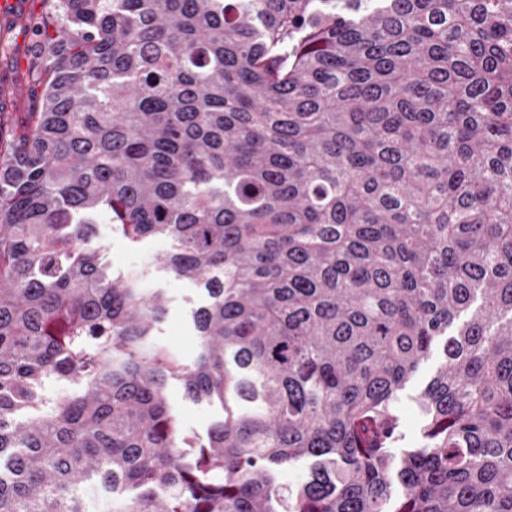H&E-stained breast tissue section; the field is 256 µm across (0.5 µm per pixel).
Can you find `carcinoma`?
<instances>
[{
    "label": "carcinoma",
    "instance_id": "obj_1",
    "mask_svg": "<svg viewBox=\"0 0 512 512\" xmlns=\"http://www.w3.org/2000/svg\"><path fill=\"white\" fill-rule=\"evenodd\" d=\"M57 14L0 133V512H83L88 482L112 512H512V0ZM104 220L206 291L193 362ZM172 379L220 406L206 442ZM442 362L439 354H434L429 360L422 363L412 385L406 390L405 395L399 400L397 407L402 417L403 436L402 445L412 444L417 440L420 427V414L416 405L409 399V395H414L423 387L437 367ZM169 395L182 434L194 442L205 441L212 422L221 414L220 408L184 398L182 386L175 381L169 385Z\"/></svg>",
    "mask_w": 512,
    "mask_h": 512
}]
</instances>
